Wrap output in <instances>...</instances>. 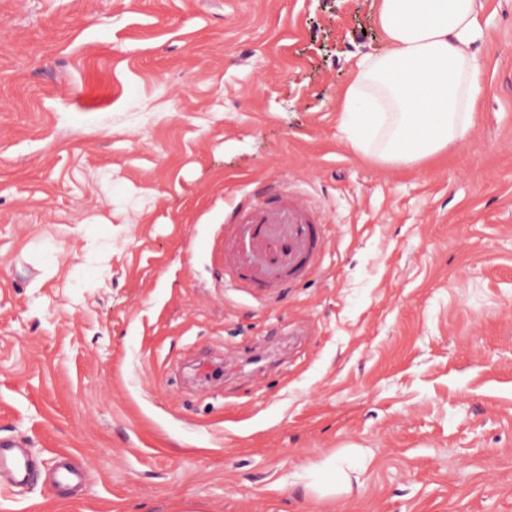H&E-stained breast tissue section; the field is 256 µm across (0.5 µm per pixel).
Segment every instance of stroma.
<instances>
[{"label": "stroma", "instance_id": "stroma-1", "mask_svg": "<svg viewBox=\"0 0 512 512\" xmlns=\"http://www.w3.org/2000/svg\"><path fill=\"white\" fill-rule=\"evenodd\" d=\"M378 4L0 0V441L38 466L0 512H512V0L466 135L407 166L339 123ZM256 186L328 238L270 299L212 254ZM346 463V457L335 453L319 464L304 466L301 470L303 475L316 473L315 480L309 487L320 498H327L336 496V491L350 481V472L353 470Z\"/></svg>", "mask_w": 512, "mask_h": 512}]
</instances>
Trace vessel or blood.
Listing matches in <instances>:
<instances>
[{
    "instance_id": "1",
    "label": "vessel or blood",
    "mask_w": 512,
    "mask_h": 512,
    "mask_svg": "<svg viewBox=\"0 0 512 512\" xmlns=\"http://www.w3.org/2000/svg\"><path fill=\"white\" fill-rule=\"evenodd\" d=\"M231 219L224 227V266L256 295L314 268L325 245L318 208L289 192H255L250 202L233 205ZM34 476L25 451L0 445V478L22 486Z\"/></svg>"
}]
</instances>
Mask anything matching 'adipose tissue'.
<instances>
[{
    "label": "adipose tissue",
    "instance_id": "ef3b65f1",
    "mask_svg": "<svg viewBox=\"0 0 512 512\" xmlns=\"http://www.w3.org/2000/svg\"><path fill=\"white\" fill-rule=\"evenodd\" d=\"M482 0H379L385 46L364 54L343 90L340 126L357 152L391 164L443 154L472 123L484 31ZM311 490L335 496L351 467L334 454L313 465Z\"/></svg>",
    "mask_w": 512,
    "mask_h": 512
}]
</instances>
